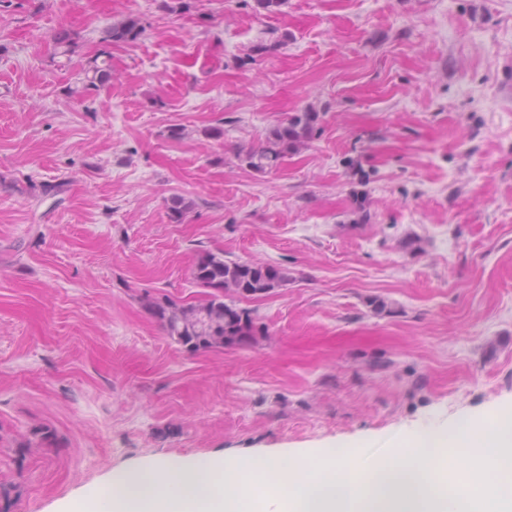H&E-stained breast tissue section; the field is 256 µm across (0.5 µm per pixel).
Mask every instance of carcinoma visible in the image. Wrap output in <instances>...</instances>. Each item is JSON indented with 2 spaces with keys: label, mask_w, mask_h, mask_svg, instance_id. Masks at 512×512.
Returning <instances> with one entry per match:
<instances>
[{
  "label": "carcinoma",
  "mask_w": 512,
  "mask_h": 512,
  "mask_svg": "<svg viewBox=\"0 0 512 512\" xmlns=\"http://www.w3.org/2000/svg\"><path fill=\"white\" fill-rule=\"evenodd\" d=\"M141 32L139 19L129 16L107 28L102 43L109 46L134 41ZM111 79V55L104 50L88 62L83 90H96ZM318 118L317 112L294 115L288 123L270 129L264 145L247 151L241 160L257 172L277 166L289 152L310 138ZM193 276L200 287L211 289L204 303L181 308L168 299L148 303L150 313L168 336L189 352L256 340L259 329L252 312L238 307L236 299L224 302V295L232 293L237 299L262 297L288 282L285 268L252 261H227L223 253L212 251L199 255Z\"/></svg>",
  "instance_id": "cac0c4a2"
}]
</instances>
